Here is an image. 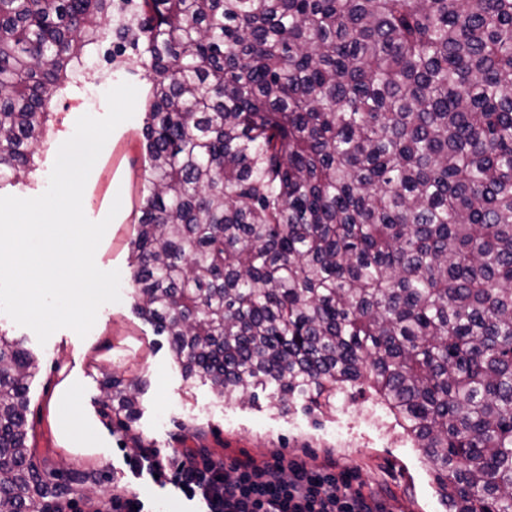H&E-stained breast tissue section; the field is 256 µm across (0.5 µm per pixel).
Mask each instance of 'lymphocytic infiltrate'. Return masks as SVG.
<instances>
[{
  "label": "lymphocytic infiltrate",
  "instance_id": "f902f5d3",
  "mask_svg": "<svg viewBox=\"0 0 512 512\" xmlns=\"http://www.w3.org/2000/svg\"><path fill=\"white\" fill-rule=\"evenodd\" d=\"M129 465L200 502L203 512H382L349 475L282 455L227 463L184 448L167 455L152 449L135 451Z\"/></svg>",
  "mask_w": 512,
  "mask_h": 512
}]
</instances>
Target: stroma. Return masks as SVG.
Instances as JSON below:
<instances>
[{"instance_id": "1", "label": "stroma", "mask_w": 512, "mask_h": 512, "mask_svg": "<svg viewBox=\"0 0 512 512\" xmlns=\"http://www.w3.org/2000/svg\"><path fill=\"white\" fill-rule=\"evenodd\" d=\"M131 39L108 29L47 104L43 141L30 166L11 182L0 183V225L18 222L24 211L39 204L51 181L77 177L82 185L84 223L113 222L112 236L101 261L122 283L112 297L91 301L88 324L104 326L89 351L84 369L87 383L83 406L99 414L100 427L110 440L101 455H70L58 448L48 422L47 403L62 365L72 361L76 331L69 322L53 328L13 317L19 288L8 273L0 272V332L23 340L37 360L38 370L29 390V444L37 458L71 468L93 466L105 480L95 499L111 495L113 485L125 486L151 512H190V504L171 487L131 472L127 461L133 448L143 445L161 453L174 448L206 449L231 462L275 455L327 466L334 472L356 474L365 493L379 499L385 512H448L442 502L421 449L412 447L402 428L374 393L341 394L332 411L306 412L296 399L290 413L277 400L259 393L252 403H229L210 383L198 378L186 382L172 362L166 337L156 335L137 313L132 295L130 241L140 213L139 191L147 156L142 138L150 77L135 63ZM96 82H86L88 73ZM125 91L124 111L112 109L117 91ZM103 131L104 142L89 164L78 167L83 149L81 132ZM121 190L124 212L112 217V193ZM145 380L140 413L131 427L102 416L103 372Z\"/></svg>"}]
</instances>
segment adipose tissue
I'll return each instance as SVG.
<instances>
[{
  "instance_id": "obj_1",
  "label": "adipose tissue",
  "mask_w": 512,
  "mask_h": 512,
  "mask_svg": "<svg viewBox=\"0 0 512 512\" xmlns=\"http://www.w3.org/2000/svg\"><path fill=\"white\" fill-rule=\"evenodd\" d=\"M80 212L79 181L58 179L51 182L45 203L32 207L24 223L0 226V242L10 244L7 253L0 257L7 261L19 281L34 285L33 290L22 295L15 309L17 316L33 317L44 310L56 308L58 302L65 299L71 303L72 323L81 325L87 302L96 298L100 289L111 287V277L104 273L100 262L95 259L83 262L72 274L41 280L35 277L33 263L38 258L45 256L52 263L66 264L80 242L90 247L92 252H99L111 227L81 223ZM100 332L97 325L82 327L80 351L75 354L72 366L61 369L62 379L47 404L48 421L55 441L69 454H101L109 446L93 411L80 404L87 382L83 368L85 355Z\"/></svg>"
}]
</instances>
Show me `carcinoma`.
Instances as JSON below:
<instances>
[{"label": "carcinoma", "mask_w": 512, "mask_h": 512, "mask_svg": "<svg viewBox=\"0 0 512 512\" xmlns=\"http://www.w3.org/2000/svg\"><path fill=\"white\" fill-rule=\"evenodd\" d=\"M114 0H0V180ZM153 74L138 313L187 381L322 411L369 388L449 512H512V0H125ZM0 336V512L98 481L28 445ZM125 427L140 385L107 374Z\"/></svg>", "instance_id": "carcinoma-1"}]
</instances>
